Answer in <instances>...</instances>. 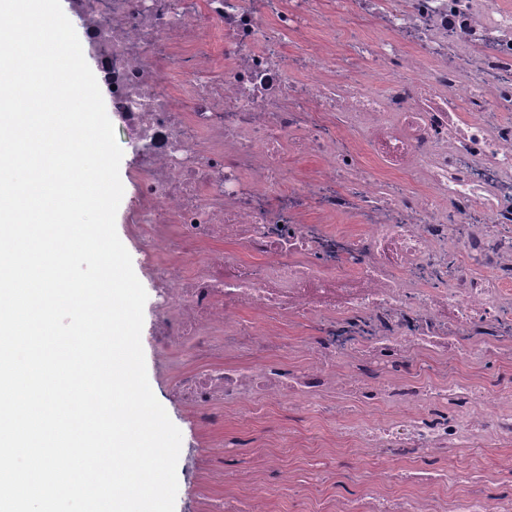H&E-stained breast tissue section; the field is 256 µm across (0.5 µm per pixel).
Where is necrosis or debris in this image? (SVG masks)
<instances>
[{
  "instance_id": "necrosis-or-debris-1",
  "label": "necrosis or debris",
  "mask_w": 512,
  "mask_h": 512,
  "mask_svg": "<svg viewBox=\"0 0 512 512\" xmlns=\"http://www.w3.org/2000/svg\"><path fill=\"white\" fill-rule=\"evenodd\" d=\"M354 1L395 38L368 51L371 89L339 94L329 46L279 51L241 0H80L144 148L135 222L158 285L152 342L191 353L172 391L206 437L208 480L229 491L212 512H275L297 479L273 447L224 470L212 430L240 409L261 420L302 406L330 422L362 489L320 496L315 512H512L449 464L500 448L494 471L512 476V385L463 368L484 354L512 366V251L497 246L512 236V6L335 0L334 14ZM320 6L285 0L272 27L299 34ZM343 112L364 119L396 181L337 146ZM290 154L318 159L311 179ZM353 214L356 228L331 231ZM291 322L323 332L291 341ZM414 357L428 371H406Z\"/></svg>"
}]
</instances>
